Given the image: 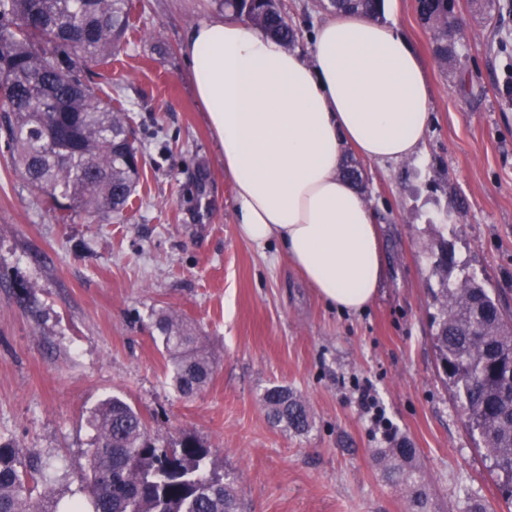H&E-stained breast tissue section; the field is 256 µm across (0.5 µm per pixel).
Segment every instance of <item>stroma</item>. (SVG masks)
Masks as SVG:
<instances>
[{
  "instance_id": "obj_1",
  "label": "stroma",
  "mask_w": 512,
  "mask_h": 512,
  "mask_svg": "<svg viewBox=\"0 0 512 512\" xmlns=\"http://www.w3.org/2000/svg\"><path fill=\"white\" fill-rule=\"evenodd\" d=\"M308 52L320 0H281ZM215 0H135L133 27L93 85L126 109L142 157L127 208L65 221L11 164L0 139V444L55 474L57 512L82 498L94 406L134 405L159 444L193 434L237 475L244 512H407L372 455L389 442L355 401L371 386L397 437L417 448L430 512H512L431 343L429 290L446 246L512 314V18L491 26L455 0L464 52L440 65L415 0H384L420 56L431 98L423 153L379 165L355 154L358 189L378 214L386 280L357 315L330 310L275 247L237 233L233 187L197 103L183 41ZM184 315L217 361L181 398L159 313ZM288 387L313 427H274L264 387Z\"/></svg>"
}]
</instances>
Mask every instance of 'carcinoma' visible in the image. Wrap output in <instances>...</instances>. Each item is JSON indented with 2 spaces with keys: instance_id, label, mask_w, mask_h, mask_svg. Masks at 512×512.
<instances>
[{
  "instance_id": "carcinoma-1",
  "label": "carcinoma",
  "mask_w": 512,
  "mask_h": 512,
  "mask_svg": "<svg viewBox=\"0 0 512 512\" xmlns=\"http://www.w3.org/2000/svg\"><path fill=\"white\" fill-rule=\"evenodd\" d=\"M225 10L261 28L290 48L296 32L269 0H218ZM491 23L499 0H474ZM132 0H0V136L13 165L47 207L66 219L120 213L140 178L138 148L122 108L101 98L83 66L106 65L129 27ZM332 12L380 18L383 0H329ZM420 20L432 32V52L442 65L455 60L458 27L454 0H416ZM431 289L439 306L432 343L451 380L471 430L479 433L492 470L512 497V317L463 267L448 279L441 258ZM170 365V379L189 398L210 382L215 362L199 346L193 325L177 313L155 322ZM260 400L268 421L298 435L311 426L305 401L273 385ZM94 439L85 452L87 498L70 512H243L234 477L197 438L178 447L152 440L145 418L127 401H101L91 415ZM388 481L405 491L410 512H426V486L417 449L406 440L373 452ZM36 459L21 460L0 444V512H50L33 501Z\"/></svg>"
}]
</instances>
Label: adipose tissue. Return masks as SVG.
Returning a JSON list of instances; mask_svg holds the SVG:
<instances>
[{"instance_id": "obj_1", "label": "adipose tissue", "mask_w": 512, "mask_h": 512, "mask_svg": "<svg viewBox=\"0 0 512 512\" xmlns=\"http://www.w3.org/2000/svg\"><path fill=\"white\" fill-rule=\"evenodd\" d=\"M182 52L233 184L239 236L261 250L279 243L328 306L365 310L386 265L376 214L342 169L350 149L377 163L421 154L430 96L408 39L343 12L321 22L304 55L212 16Z\"/></svg>"}]
</instances>
